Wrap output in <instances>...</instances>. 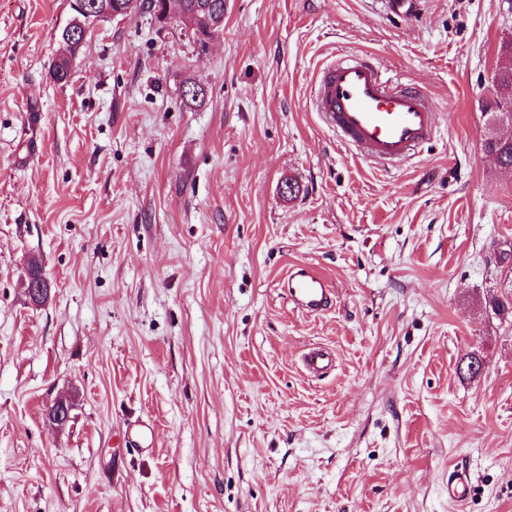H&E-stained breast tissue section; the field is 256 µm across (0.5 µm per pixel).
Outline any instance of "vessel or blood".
I'll list each match as a JSON object with an SVG mask.
<instances>
[{"label":"vessel or blood","mask_w":512,"mask_h":512,"mask_svg":"<svg viewBox=\"0 0 512 512\" xmlns=\"http://www.w3.org/2000/svg\"><path fill=\"white\" fill-rule=\"evenodd\" d=\"M311 103L339 142L371 166L408 160L439 128L437 104L425 88L388 77L364 55L344 54L325 64ZM286 284L292 303L304 313H320L331 302L330 282L309 266L289 269Z\"/></svg>","instance_id":"1"}]
</instances>
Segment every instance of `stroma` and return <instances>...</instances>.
I'll return each mask as SVG.
<instances>
[{
    "label": "stroma",
    "mask_w": 512,
    "mask_h": 512,
    "mask_svg": "<svg viewBox=\"0 0 512 512\" xmlns=\"http://www.w3.org/2000/svg\"><path fill=\"white\" fill-rule=\"evenodd\" d=\"M72 19L0 0V512H512V314L487 304L512 291V172L483 146L512 0H230L203 52L137 11L58 83ZM346 52L434 94L419 158L371 168L311 111ZM297 264L326 311L294 309ZM288 296L294 306L307 314H318L329 306L332 296L330 282L307 265L288 270Z\"/></svg>",
    "instance_id": "obj_1"
}]
</instances>
